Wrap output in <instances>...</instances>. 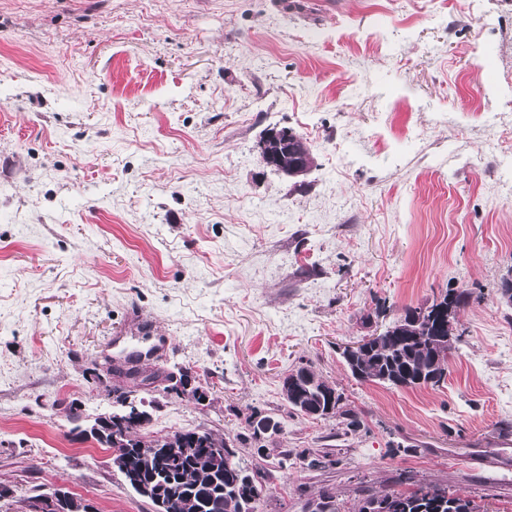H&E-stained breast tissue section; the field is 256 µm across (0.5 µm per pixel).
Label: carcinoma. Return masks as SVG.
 <instances>
[{"instance_id":"cac0c4a2","label":"carcinoma","mask_w":512,"mask_h":512,"mask_svg":"<svg viewBox=\"0 0 512 512\" xmlns=\"http://www.w3.org/2000/svg\"><path fill=\"white\" fill-rule=\"evenodd\" d=\"M471 294L449 289L430 308L454 304L459 310L469 304ZM418 307H408L383 333L365 344L359 354L342 352L351 376L358 381L413 388L439 384L448 370L455 346L448 343V325L427 327L417 321ZM288 406L298 413L313 411L321 418L334 417L341 411L342 394L313 372L302 367L283 382ZM104 428H89L90 436L108 448L115 439L125 440L131 448H177L176 455H162L151 462L136 454L121 453L112 465L125 477L130 487L148 499L156 512H164L168 500L181 504L180 512H250L248 473L237 459L236 452L227 451L228 442L207 431L189 429L164 437H148L139 428L112 430L116 426L111 414L99 417ZM224 455L215 456V449ZM385 505V512H482L481 506L467 495L436 487H420L405 493L386 491L363 501L359 512H375L374 503Z\"/></svg>"}]
</instances>
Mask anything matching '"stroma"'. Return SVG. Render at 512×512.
Returning a JSON list of instances; mask_svg holds the SVG:
<instances>
[{
    "mask_svg": "<svg viewBox=\"0 0 512 512\" xmlns=\"http://www.w3.org/2000/svg\"><path fill=\"white\" fill-rule=\"evenodd\" d=\"M307 142L288 177L271 128ZM512 0H0V512L66 486L154 512L82 422L111 411L130 313L204 404L146 430L234 441L258 512H358L436 486L512 512ZM449 289L444 382L360 383L340 353ZM307 368L358 422L289 408ZM263 418L274 430L254 436ZM289 135L290 133L281 132L276 128L266 132L265 135L257 143L259 156L265 165L276 169L286 176H303L312 167L313 160L311 156L301 161L293 162V164L288 167V165H284L282 163L281 157L278 154H274L270 149L271 143L279 140L280 138H284V141L287 143L289 140ZM137 316L132 314L130 322L127 325L120 327L113 333L110 346L117 353V356L131 357L137 355H146L157 357L163 355L170 347L171 340L169 336L157 335L148 336L146 340L150 342L147 351L144 353L142 350L136 349L134 341L139 342L140 339L145 340V336H128L131 331V324L136 321Z\"/></svg>",
    "mask_w": 512,
    "mask_h": 512,
    "instance_id": "35a3bbf8",
    "label": "stroma"
}]
</instances>
